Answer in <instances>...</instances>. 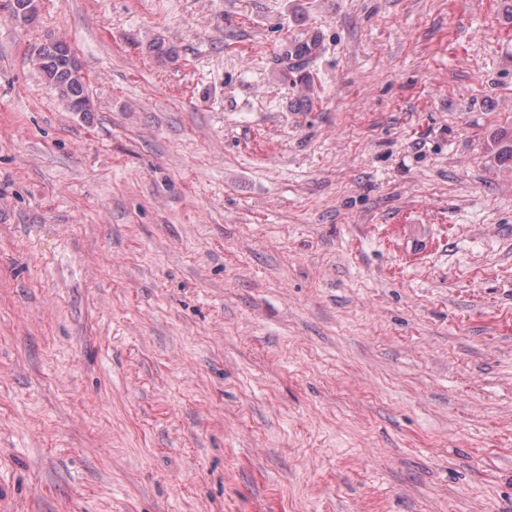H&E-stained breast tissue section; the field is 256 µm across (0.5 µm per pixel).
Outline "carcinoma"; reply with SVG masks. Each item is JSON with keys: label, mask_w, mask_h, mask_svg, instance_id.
<instances>
[{"label": "carcinoma", "mask_w": 512, "mask_h": 512, "mask_svg": "<svg viewBox=\"0 0 512 512\" xmlns=\"http://www.w3.org/2000/svg\"><path fill=\"white\" fill-rule=\"evenodd\" d=\"M12 10L15 16L29 21L36 12L35 0H13ZM32 61L57 89L70 111H90L79 62L68 45L49 39L32 50Z\"/></svg>", "instance_id": "obj_1"}]
</instances>
